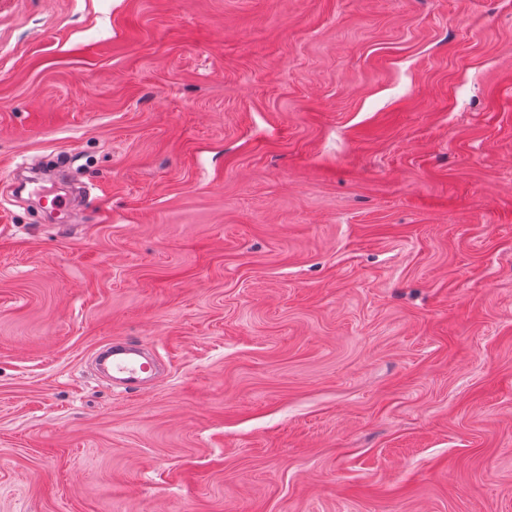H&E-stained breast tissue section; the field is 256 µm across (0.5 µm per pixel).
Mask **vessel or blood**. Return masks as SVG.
<instances>
[{"label": "vessel or blood", "mask_w": 512, "mask_h": 512, "mask_svg": "<svg viewBox=\"0 0 512 512\" xmlns=\"http://www.w3.org/2000/svg\"><path fill=\"white\" fill-rule=\"evenodd\" d=\"M95 361L113 388L123 391L142 390L158 377L157 371L148 369L141 345L128 338L107 341L96 351Z\"/></svg>", "instance_id": "obj_1"}]
</instances>
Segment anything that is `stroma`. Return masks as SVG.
Returning a JSON list of instances; mask_svg holds the SVG:
<instances>
[{"instance_id":"obj_1","label":"stroma","mask_w":512,"mask_h":512,"mask_svg":"<svg viewBox=\"0 0 512 512\" xmlns=\"http://www.w3.org/2000/svg\"><path fill=\"white\" fill-rule=\"evenodd\" d=\"M0 512H512V0H0ZM95 361L112 387L123 391L144 389L157 379L160 371L155 359L146 357L141 345L128 338L107 341L95 352ZM149 362L155 365V370L146 371Z\"/></svg>"}]
</instances>
